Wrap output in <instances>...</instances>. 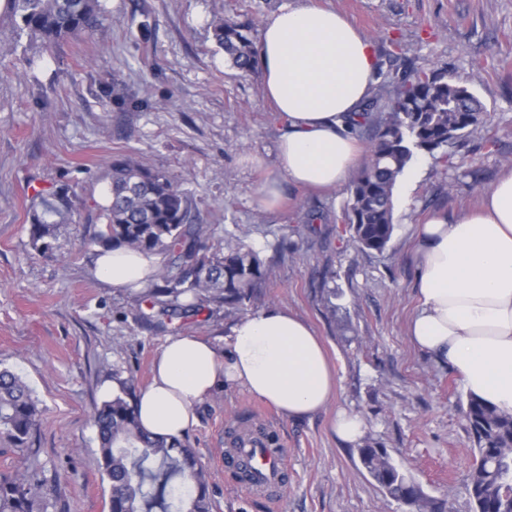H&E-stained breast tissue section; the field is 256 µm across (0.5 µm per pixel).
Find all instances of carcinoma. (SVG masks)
Here are the masks:
<instances>
[{"mask_svg": "<svg viewBox=\"0 0 512 512\" xmlns=\"http://www.w3.org/2000/svg\"><path fill=\"white\" fill-rule=\"evenodd\" d=\"M15 40L27 38L49 50L62 38L99 30L100 0H10ZM251 23L219 17L213 33L233 68L247 75L257 51ZM382 82L361 108L346 118L348 133L358 137L377 128L365 164L348 186L341 221L349 225L364 251L382 252L394 231V188L415 153H440L453 164V148L483 123L484 111L470 91L446 67L415 68L400 74L378 72ZM68 189L60 188L33 205L30 236L41 253L53 249L60 224L75 223ZM103 227L91 239L109 249L128 247L162 257L154 279L136 295L147 320L157 326L186 315L197 303L235 308L251 300L269 279L259 254L240 242L211 244L202 224L193 222L191 203L173 177L148 168L134 157L110 165L109 202ZM127 386L96 408L99 467L109 484V512H213L209 475L192 449L143 432L129 401ZM41 410L17 374L0 368V440L27 449ZM465 418L474 444L468 493L472 512H512V413L469 397ZM361 464L390 497L439 512L420 488L394 464L385 449L358 448ZM29 476L0 474V512H40Z\"/></svg>", "mask_w": 512, "mask_h": 512, "instance_id": "carcinoma-1", "label": "carcinoma"}]
</instances>
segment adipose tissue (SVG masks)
<instances>
[{
  "label": "adipose tissue",
  "mask_w": 512,
  "mask_h": 512,
  "mask_svg": "<svg viewBox=\"0 0 512 512\" xmlns=\"http://www.w3.org/2000/svg\"><path fill=\"white\" fill-rule=\"evenodd\" d=\"M258 63L266 99L284 123L277 171L262 187L266 203L281 180L332 189L357 167L361 147L343 119L370 94L378 71L370 40L336 10L286 6L263 25ZM160 258L119 248L100 252L96 273L116 288L145 287ZM418 309L409 336L447 364L466 392L512 412V171L466 217L434 216L417 246ZM335 369L322 339L302 318L269 307L224 332L223 345L198 336L164 343L151 384L133 406L142 429L183 439L195 408L221 386L239 387L301 419L335 393Z\"/></svg>",
  "instance_id": "obj_1"
}]
</instances>
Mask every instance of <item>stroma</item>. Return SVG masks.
<instances>
[{"label":"stroma","mask_w":512,"mask_h":512,"mask_svg":"<svg viewBox=\"0 0 512 512\" xmlns=\"http://www.w3.org/2000/svg\"><path fill=\"white\" fill-rule=\"evenodd\" d=\"M292 0H102V30L52 50L17 47L0 0V365L20 375L42 410L29 452L0 442V473L27 472L42 512H109L92 423L106 387L151 379L171 336L221 343L235 319L271 306L307 321L336 367V393L317 413L291 420L245 390H218L196 409L185 436L210 475L214 512H411L336 436L337 410L362 416L363 438L385 448L423 494L471 512L474 445L467 395L447 365L408 336L417 310L419 224L463 217L512 168V0H304L343 13L371 40L383 71L445 67L467 83L487 116L456 149L452 166L418 153L394 189L395 227L384 251L360 250L340 215L346 185L327 192L281 185L275 205L261 187L275 172L282 123L261 73L240 74L213 37L216 16L265 21ZM403 54L390 56L391 41ZM489 69L473 75L471 65ZM132 154L174 177L213 242L259 251L270 280L246 304L209 303L160 329L135 292L99 280L97 246L110 164ZM69 187L75 224L59 225L52 252L33 249L36 195ZM270 424L287 452L277 500L246 492L224 465L228 431Z\"/></svg>","instance_id":"stroma-1"}]
</instances>
